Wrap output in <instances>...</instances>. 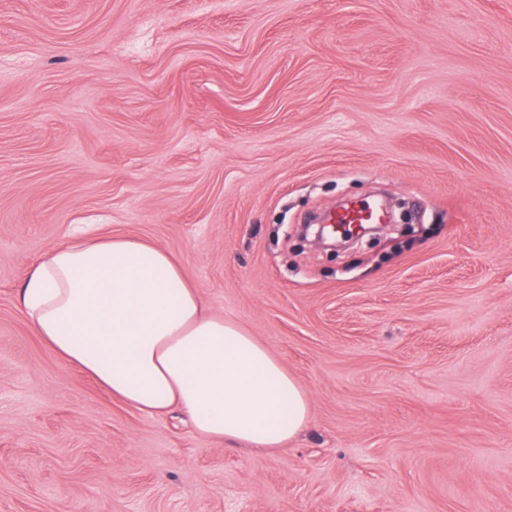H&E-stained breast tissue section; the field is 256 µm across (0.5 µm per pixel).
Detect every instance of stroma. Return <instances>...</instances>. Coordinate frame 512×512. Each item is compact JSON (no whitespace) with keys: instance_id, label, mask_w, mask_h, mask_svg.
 I'll return each mask as SVG.
<instances>
[{"instance_id":"stroma-1","label":"stroma","mask_w":512,"mask_h":512,"mask_svg":"<svg viewBox=\"0 0 512 512\" xmlns=\"http://www.w3.org/2000/svg\"><path fill=\"white\" fill-rule=\"evenodd\" d=\"M412 228L301 242L343 200ZM172 252L306 389L261 451L29 326L83 225ZM0 512H512V0H0Z\"/></svg>"}]
</instances>
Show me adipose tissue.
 <instances>
[{"label":"adipose tissue","mask_w":512,"mask_h":512,"mask_svg":"<svg viewBox=\"0 0 512 512\" xmlns=\"http://www.w3.org/2000/svg\"><path fill=\"white\" fill-rule=\"evenodd\" d=\"M32 329L65 364L146 414L179 410L203 436L277 448L310 401L268 347L206 311L171 252L124 236L54 247L21 292Z\"/></svg>","instance_id":"1"}]
</instances>
